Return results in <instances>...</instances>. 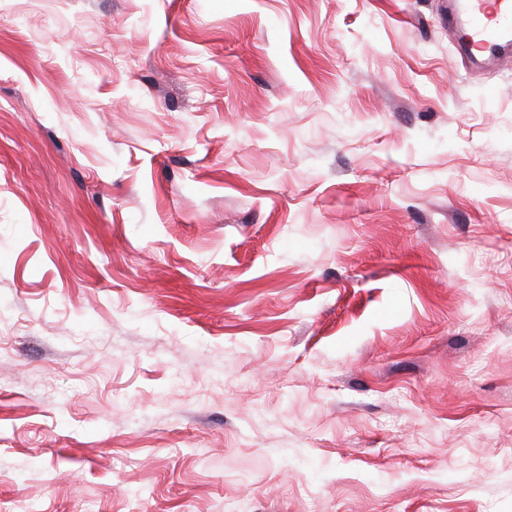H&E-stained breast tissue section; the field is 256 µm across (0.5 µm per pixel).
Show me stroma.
<instances>
[{"instance_id": "35a3bbf8", "label": "stroma", "mask_w": 512, "mask_h": 512, "mask_svg": "<svg viewBox=\"0 0 512 512\" xmlns=\"http://www.w3.org/2000/svg\"><path fill=\"white\" fill-rule=\"evenodd\" d=\"M453 0H0V507L512 512V52Z\"/></svg>"}]
</instances>
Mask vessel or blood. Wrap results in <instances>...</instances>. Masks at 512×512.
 Wrapping results in <instances>:
<instances>
[{
  "mask_svg": "<svg viewBox=\"0 0 512 512\" xmlns=\"http://www.w3.org/2000/svg\"><path fill=\"white\" fill-rule=\"evenodd\" d=\"M459 8L468 15L470 49L489 51L512 36V0H460Z\"/></svg>",
  "mask_w": 512,
  "mask_h": 512,
  "instance_id": "obj_1",
  "label": "vessel or blood"
}]
</instances>
